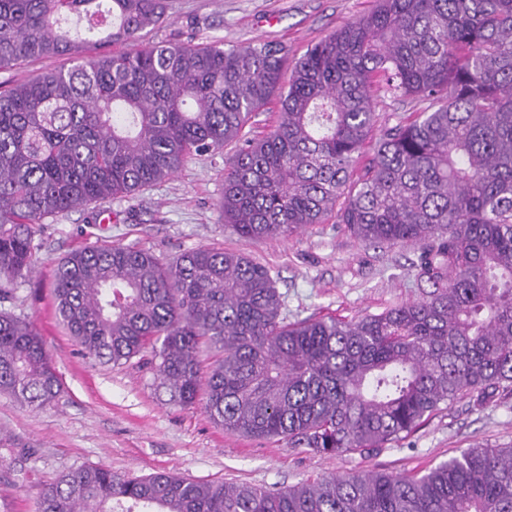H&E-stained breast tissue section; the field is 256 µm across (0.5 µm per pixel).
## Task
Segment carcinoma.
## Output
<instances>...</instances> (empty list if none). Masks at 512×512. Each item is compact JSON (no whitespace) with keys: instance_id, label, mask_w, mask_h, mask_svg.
Wrapping results in <instances>:
<instances>
[{"instance_id":"1","label":"carcinoma","mask_w":512,"mask_h":512,"mask_svg":"<svg viewBox=\"0 0 512 512\" xmlns=\"http://www.w3.org/2000/svg\"><path fill=\"white\" fill-rule=\"evenodd\" d=\"M166 20V0H0V72L74 61L0 90V393L40 408L60 391L39 332L6 308L45 221L228 143L221 208L235 233L287 236L332 215L362 243L419 246L420 296L289 322L270 269L242 253L200 248L165 266L88 247L53 282L83 354H148L179 404L320 455L368 453L443 405L512 393V0H378L291 64L272 42L140 44ZM92 41L128 49L86 56ZM383 95L425 107L381 127ZM272 102L274 130L246 137ZM36 512H512V448L277 490L82 466L46 484Z\"/></svg>"}]
</instances>
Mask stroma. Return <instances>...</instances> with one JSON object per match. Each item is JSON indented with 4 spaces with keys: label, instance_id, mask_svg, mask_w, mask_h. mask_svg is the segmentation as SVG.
<instances>
[{
    "label": "stroma",
    "instance_id": "1",
    "mask_svg": "<svg viewBox=\"0 0 512 512\" xmlns=\"http://www.w3.org/2000/svg\"><path fill=\"white\" fill-rule=\"evenodd\" d=\"M169 19L143 44L220 40L275 41L302 56L375 0H168ZM235 150L188 159L170 179L129 198L47 219L34 240L37 263L10 305L31 321L54 363L61 391L32 409L0 395V512H35L45 484L81 466L118 475L171 473L199 481L283 488L359 471L411 472L475 445L512 447V394L481 408L462 400L408 437L372 452L320 455L287 440L250 438L216 426L202 406H182L160 387L152 364L122 365L82 356L59 318L52 282L59 262L83 247L133 246L175 263L184 253L221 248L270 268L288 320L347 321L418 296L413 245L355 240L335 218L289 237L251 240L225 227L220 202Z\"/></svg>",
    "mask_w": 512,
    "mask_h": 512
}]
</instances>
